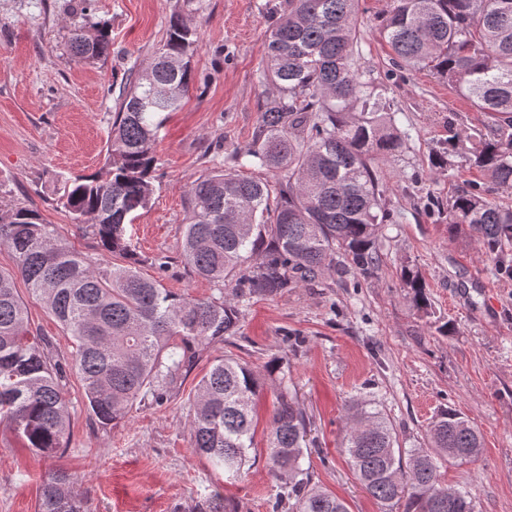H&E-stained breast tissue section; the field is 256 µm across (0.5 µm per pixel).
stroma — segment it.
I'll use <instances>...</instances> for the list:
<instances>
[{
  "instance_id": "obj_1",
  "label": "stroma",
  "mask_w": 512,
  "mask_h": 512,
  "mask_svg": "<svg viewBox=\"0 0 512 512\" xmlns=\"http://www.w3.org/2000/svg\"><path fill=\"white\" fill-rule=\"evenodd\" d=\"M284 0H0V202L36 208L80 252L101 253L77 232L54 202L58 175H89L104 162L112 116L123 88L161 47L172 17L198 35L191 59L195 81L183 107L158 133L153 194L128 234L142 258L144 277L176 293L234 299L236 278L223 289L199 277L181 256L191 185L202 175L232 167L254 143L271 88L262 80L264 45ZM395 0H359L357 67L377 94L394 104L402 147L375 157L385 190L388 222L379 234L380 268L364 279L353 270L325 271L311 284L273 297L238 302V333L213 346L265 379L259 418L268 421L280 387L305 413L313 483L343 498L350 512H381L347 463L345 417L359 399L376 403L400 447L424 448L433 417L460 410L482 436L473 461H443L445 483L465 489L476 512H512V269L498 266L467 228L449 234L436 202L484 183L465 152L448 156L449 127L490 132L494 123L448 85L424 70L395 63L381 20ZM105 28L109 55L94 64L71 50L73 28ZM418 271L427 305L417 309L402 278ZM30 328L54 355L70 359V336L29 294ZM449 333H441V326ZM207 369L199 364L179 393L164 404L135 406L102 428L88 414L80 381L68 373L67 448L36 455L0 425V512H38L44 477L63 469L91 512H205L206 500H230L236 512H273L278 483L268 470L266 436L257 432L245 474L223 472L191 445L190 402Z\"/></svg>"
}]
</instances>
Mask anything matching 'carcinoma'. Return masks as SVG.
I'll return each mask as SVG.
<instances>
[{
  "mask_svg": "<svg viewBox=\"0 0 512 512\" xmlns=\"http://www.w3.org/2000/svg\"><path fill=\"white\" fill-rule=\"evenodd\" d=\"M358 0H285L266 46L264 74L275 94L265 103L258 134L238 169L285 172L271 184L235 170L198 179L190 189L183 227L184 261L218 285L239 272V298L275 296L295 281H312L343 256L364 278L380 265L381 224L389 218L385 191L370 165L374 155L397 153L391 107L368 90L355 66ZM383 32L398 63L426 69L454 85L482 112L495 116L491 136L448 126V147L465 143L469 162L491 182L512 187V0H397ZM197 33L171 18L158 55L122 94L111 147L100 170L61 180L57 204L76 229L92 236L102 254L120 262H92L72 248L55 225L26 207L0 202V243L14 254L16 271L0 270V424L40 455L63 447L70 431L62 388L65 370L29 328L21 277L75 346L71 369L85 406L103 427L125 419L136 403H161L179 389L210 348L237 333L239 312L220 296L192 299L139 272L140 256L127 237L128 215L147 207L155 167L152 146L166 112L177 111L194 82L190 65ZM71 47L85 62L106 57L102 28L73 30ZM448 230L468 227L485 253L512 243V210L474 186L437 215ZM265 253L247 266L257 245ZM415 306L426 304L424 282L406 268ZM264 378L239 360L209 361L191 403L194 452L242 476L253 447L256 399ZM269 422L270 470L280 487L273 512H350L336 495L311 485L302 468L308 455L306 418L278 393ZM431 450L400 448L383 411L356 403L343 447L368 494L390 512H475L469 493L444 486L439 458L470 460L481 453L480 433L455 409H443L428 431ZM57 470L42 483L38 512H87Z\"/></svg>",
  "mask_w": 512,
  "mask_h": 512,
  "instance_id": "obj_1",
  "label": "carcinoma"
}]
</instances>
